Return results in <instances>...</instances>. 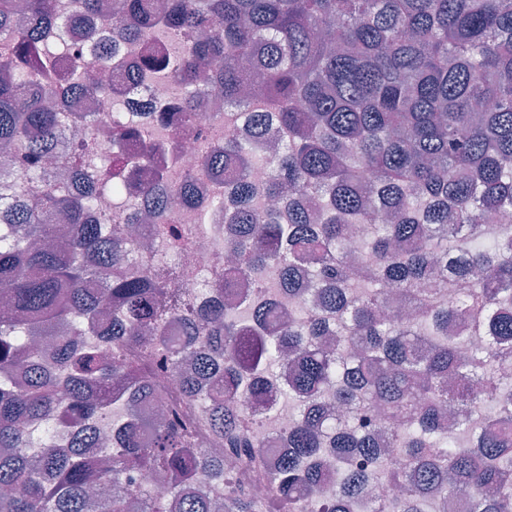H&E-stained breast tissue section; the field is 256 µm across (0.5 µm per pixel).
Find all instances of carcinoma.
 Here are the masks:
<instances>
[{
  "label": "carcinoma",
  "mask_w": 512,
  "mask_h": 512,
  "mask_svg": "<svg viewBox=\"0 0 512 512\" xmlns=\"http://www.w3.org/2000/svg\"><path fill=\"white\" fill-rule=\"evenodd\" d=\"M62 18L57 0H0V145L21 144L29 168L0 167V512H214L224 459L242 470L261 448H280L271 477L276 512H512V0H112L108 37L90 28L85 54L65 36L93 15ZM164 28L182 51L150 53L136 70L116 62L119 43ZM63 34L45 39L49 30ZM151 73L181 90L184 125L210 94L246 125L207 145L202 164L224 177L232 236L224 289L204 304L175 290L178 268L123 270L142 211L164 224L171 192L157 177L129 214H95L93 140L80 143L62 183L42 160L85 121L47 101L64 92L112 97ZM112 107L109 161L135 173L158 151L134 113L166 121L152 97ZM285 133L264 156L273 204L256 211L255 138ZM65 211L81 226L63 249L45 246ZM366 224L363 238L351 226ZM363 256L353 272L347 252ZM312 306L288 302L298 265ZM411 311L385 314L389 292ZM115 310L102 319L101 304ZM461 321L463 332L448 335ZM180 322L181 335L167 325ZM47 339L54 365L44 363ZM186 356L195 372L181 395L201 402L224 454L197 446L174 412L161 421L140 402L170 399L151 384ZM288 362L272 404L294 410L266 438L245 421ZM453 410L456 433L442 430ZM393 440L397 457L373 434ZM163 477L156 494L132 474ZM224 512H259L233 484Z\"/></svg>",
  "instance_id": "1"
}]
</instances>
